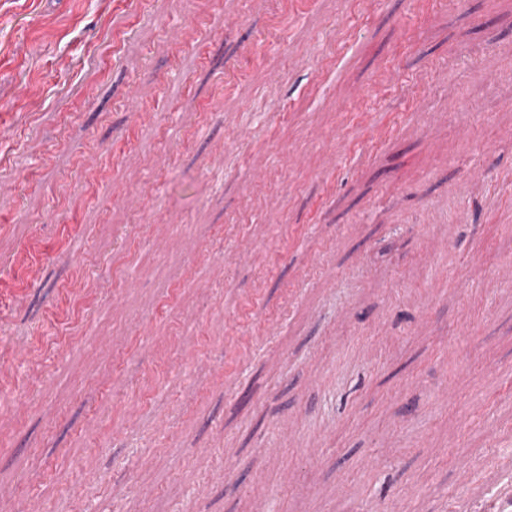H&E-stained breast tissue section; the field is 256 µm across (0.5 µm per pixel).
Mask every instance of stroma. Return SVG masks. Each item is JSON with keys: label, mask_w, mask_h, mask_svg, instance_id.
<instances>
[{"label": "stroma", "mask_w": 512, "mask_h": 512, "mask_svg": "<svg viewBox=\"0 0 512 512\" xmlns=\"http://www.w3.org/2000/svg\"><path fill=\"white\" fill-rule=\"evenodd\" d=\"M507 461L512 0H0V512H465Z\"/></svg>", "instance_id": "1"}]
</instances>
